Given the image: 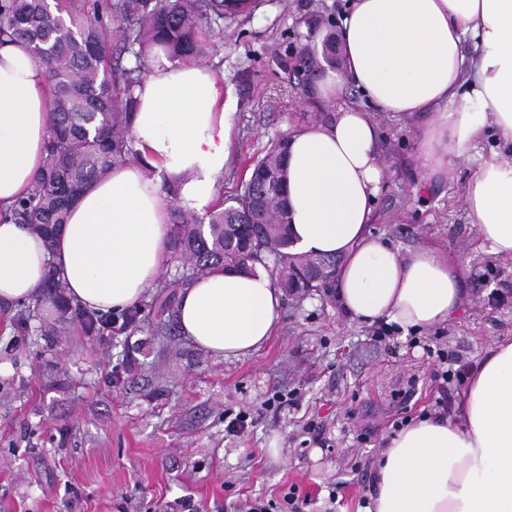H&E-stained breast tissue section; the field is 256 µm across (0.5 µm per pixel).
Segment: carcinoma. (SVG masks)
<instances>
[{
	"label": "carcinoma",
	"instance_id": "1",
	"mask_svg": "<svg viewBox=\"0 0 512 512\" xmlns=\"http://www.w3.org/2000/svg\"><path fill=\"white\" fill-rule=\"evenodd\" d=\"M231 13L227 0H0V43L26 44L45 69L53 96L42 168L4 219L25 225L52 246L53 231L66 223L72 203L112 168L134 159L128 133L144 61L160 52L172 62L216 52L199 33ZM325 19L329 33L322 52L303 46L302 35L292 29L274 58L285 71L293 63V77L301 82L314 81L327 66L336 68V24L330 14ZM109 20L117 24V43ZM127 54L135 63L125 61ZM287 151L288 139L271 142L251 164L240 193L204 217L182 209L175 190L164 188L171 199L172 253L187 262L183 284L216 268L249 273L258 266L275 269L286 292L290 274L299 268L325 265L333 278L336 259L290 251L282 182ZM250 182L262 190L257 208L247 193ZM252 221L263 224L261 233H246ZM43 287L53 289L57 317L75 312L60 279L52 275Z\"/></svg>",
	"mask_w": 512,
	"mask_h": 512
}]
</instances>
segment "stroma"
<instances>
[{
  "label": "stroma",
  "mask_w": 512,
  "mask_h": 512,
  "mask_svg": "<svg viewBox=\"0 0 512 512\" xmlns=\"http://www.w3.org/2000/svg\"><path fill=\"white\" fill-rule=\"evenodd\" d=\"M349 0H264L249 13L203 29L217 44L208 62L236 101L222 196L235 194L270 142L336 106L290 84L272 57L286 30L306 32L318 13L344 16ZM387 180L377 234L399 250L431 242L463 271L464 297L448 324L371 341L351 320L336 283L284 298L281 324L251 355L203 352L151 304L161 287L181 288L172 260L151 285L137 326L110 335L58 320L48 290L30 303L0 304V512H171L194 500L200 512H231L249 497L296 491L303 512H367L374 463L397 424L453 415L463 393L434 371H477L512 338V258L489 254L461 200L494 136L466 152L452 179L418 183L416 135L424 120L376 113ZM247 411L245 432L226 431L227 412Z\"/></svg>",
  "instance_id": "stroma-1"
}]
</instances>
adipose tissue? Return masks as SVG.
<instances>
[{
    "instance_id": "ef3b65f1",
    "label": "adipose tissue",
    "mask_w": 512,
    "mask_h": 512,
    "mask_svg": "<svg viewBox=\"0 0 512 512\" xmlns=\"http://www.w3.org/2000/svg\"><path fill=\"white\" fill-rule=\"evenodd\" d=\"M341 44L343 69H326L314 93L329 102L351 87L362 101L289 133L290 236L296 251L337 258L336 298L353 319L434 328L461 304V269L435 244L401 251L374 234L387 169L374 115H427L420 182L449 178L487 128L497 131L501 149L481 161L462 203L490 253L512 257V0H350ZM135 97V160L80 196L53 246L0 220V301L31 299L53 273L87 310L124 313L170 257L164 183L197 215L218 203L234 102L212 66L153 62ZM50 109L27 46L0 45V209L40 171ZM283 298L265 271L215 269L183 288L177 319L198 348L235 358L274 336ZM375 476L369 512H512V340L489 351L454 417L426 415L391 436Z\"/></svg>"
}]
</instances>
